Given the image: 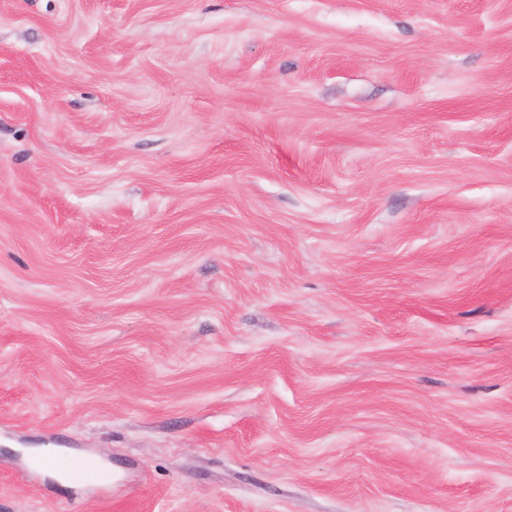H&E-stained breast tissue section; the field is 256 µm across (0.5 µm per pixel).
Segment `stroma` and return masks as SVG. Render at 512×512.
<instances>
[{
	"mask_svg": "<svg viewBox=\"0 0 512 512\" xmlns=\"http://www.w3.org/2000/svg\"><path fill=\"white\" fill-rule=\"evenodd\" d=\"M0 512H512V0H0Z\"/></svg>",
	"mask_w": 512,
	"mask_h": 512,
	"instance_id": "1",
	"label": "stroma"
}]
</instances>
